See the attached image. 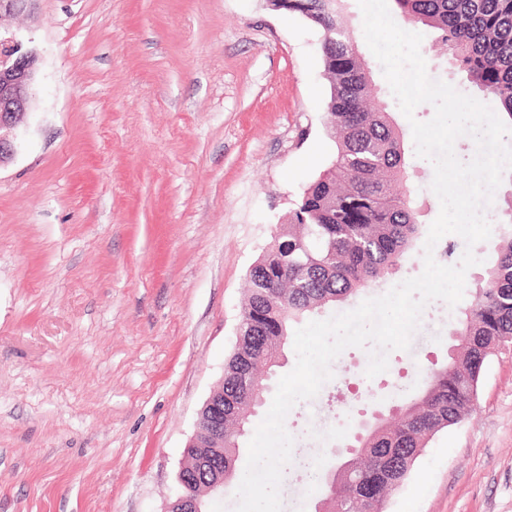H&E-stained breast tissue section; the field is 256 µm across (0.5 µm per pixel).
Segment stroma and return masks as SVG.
I'll return each mask as SVG.
<instances>
[{
    "label": "stroma",
    "mask_w": 512,
    "mask_h": 512,
    "mask_svg": "<svg viewBox=\"0 0 512 512\" xmlns=\"http://www.w3.org/2000/svg\"><path fill=\"white\" fill-rule=\"evenodd\" d=\"M346 8L430 227L440 202L411 122L434 108L404 116L358 0ZM0 32L38 56L18 152L0 165V512H163L221 383L247 272L335 154L323 34L266 0H38ZM423 253L416 243L389 281L323 318L420 275ZM455 315L429 303L410 349L371 379L366 350L345 349L295 404L282 512H314L348 438L447 361ZM384 512H512V347Z\"/></svg>",
    "instance_id": "stroma-1"
}]
</instances>
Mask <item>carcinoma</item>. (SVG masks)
I'll list each match as a JSON object with an SVG mask.
<instances>
[{"label":"carcinoma","mask_w":512,"mask_h":512,"mask_svg":"<svg viewBox=\"0 0 512 512\" xmlns=\"http://www.w3.org/2000/svg\"><path fill=\"white\" fill-rule=\"evenodd\" d=\"M394 2L404 20L438 33L441 53L471 84L465 91L476 89L479 101L512 124V0ZM285 10L325 32L336 153L248 270L241 336L224 365L226 475L235 472L246 419L263 402L291 325L396 274L421 228L415 199L400 188L409 179L403 135L387 106L371 102L372 81L343 0H288ZM505 203L497 223L507 230L456 321L455 355L428 369L396 423L380 421L355 440L345 479L325 488L330 512H383L430 440L470 414L486 361L512 345V194ZM353 484L361 496L347 493Z\"/></svg>","instance_id":"carcinoma-1"}]
</instances>
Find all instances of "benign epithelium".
<instances>
[{
    "label": "benign epithelium",
    "instance_id": "7a95c632",
    "mask_svg": "<svg viewBox=\"0 0 512 512\" xmlns=\"http://www.w3.org/2000/svg\"><path fill=\"white\" fill-rule=\"evenodd\" d=\"M38 0H0V14L33 12ZM36 54L13 36L0 35V129L22 124L30 111L36 83ZM224 431V388L214 390L198 412L195 432L185 453H194V466L181 467L178 481L184 485L192 475L203 471L211 475L208 493L224 492V467L215 464L210 448H222ZM199 497L178 495L164 512H202Z\"/></svg>",
    "mask_w": 512,
    "mask_h": 512
}]
</instances>
